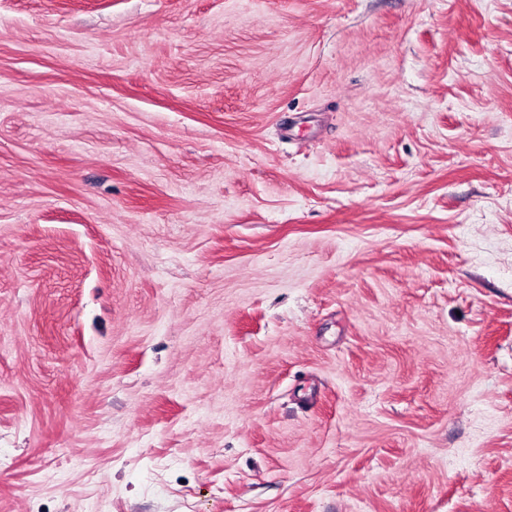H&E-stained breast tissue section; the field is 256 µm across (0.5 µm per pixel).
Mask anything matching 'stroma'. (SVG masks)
<instances>
[{
	"instance_id": "35a3bbf8",
	"label": "stroma",
	"mask_w": 512,
	"mask_h": 512,
	"mask_svg": "<svg viewBox=\"0 0 512 512\" xmlns=\"http://www.w3.org/2000/svg\"><path fill=\"white\" fill-rule=\"evenodd\" d=\"M0 512H512V0H0Z\"/></svg>"
}]
</instances>
